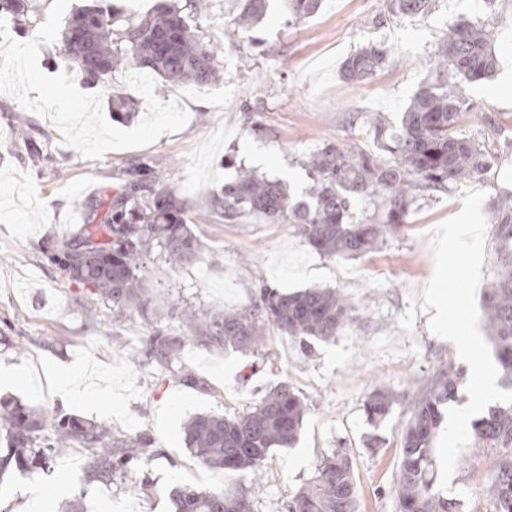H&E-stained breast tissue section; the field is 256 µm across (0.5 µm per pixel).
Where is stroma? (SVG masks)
I'll use <instances>...</instances> for the list:
<instances>
[{"label": "stroma", "mask_w": 512, "mask_h": 512, "mask_svg": "<svg viewBox=\"0 0 512 512\" xmlns=\"http://www.w3.org/2000/svg\"><path fill=\"white\" fill-rule=\"evenodd\" d=\"M203 35L220 44L219 87L234 86L226 107L158 91L178 99L189 121L143 148L111 150L96 160L63 145L46 117L24 110L0 92V399L40 408L48 422L70 416L109 426L113 433L151 440L160 451L147 469L148 494L123 485L88 492V512H169L176 487L234 490L250 486L247 474L228 475L199 463L183 443V427L199 414H242L260 394L285 381L308 405L298 442L275 450L257 504L258 512H284L291 492L311 478L326 455L349 454L359 512H396L393 487L410 407L432 376L458 360L447 340L431 334L420 311L421 292L434 272L426 231L462 208L464 189L487 198L512 193V0H439L428 18L373 25L383 0H324L320 11L293 24L285 0H269L264 21L249 38L228 41L231 0H198ZM463 18L491 24L497 71L473 83L468 95L477 115L464 117L461 134L507 146L485 174L465 188L427 196L411 207L398 234L363 257L329 258L310 248L286 224L248 213L227 224L210 213V200L239 166L285 181L303 199L311 179L307 156L321 143L374 151L366 118L382 115L400 124L427 75L442 32ZM384 42L392 59L363 82L340 76L359 46ZM40 148L34 157L32 148ZM166 177L154 183L152 172ZM174 192L185 203L184 220L204 246L195 263L171 269L159 250L143 258L158 315L114 318L51 262L47 246L80 233L96 203L130 191ZM290 294L306 288L340 291L353 304L351 320L336 336L313 343L311 354L276 330L257 352L210 350L184 342L173 368L139 357L141 340L158 328L178 332L167 315L180 299L196 312L242 311L259 283ZM77 367L90 390L74 399L51 387L57 368ZM379 387L398 396L379 430L377 449L364 404ZM492 453L471 439L461 453L452 487L471 495L462 512H494L487 492ZM83 451L70 449L47 469L13 474L0 486V512H57L83 487Z\"/></svg>", "instance_id": "stroma-1"}]
</instances>
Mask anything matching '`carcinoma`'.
<instances>
[{"instance_id": "obj_1", "label": "carcinoma", "mask_w": 512, "mask_h": 512, "mask_svg": "<svg viewBox=\"0 0 512 512\" xmlns=\"http://www.w3.org/2000/svg\"><path fill=\"white\" fill-rule=\"evenodd\" d=\"M33 0H0L16 24L26 28ZM439 0H384L373 19L378 26L397 18L433 13ZM237 12L224 38L237 41L265 16L268 0H234ZM292 18L315 15L323 0H287ZM181 0H159L156 9L136 20L108 0L87 6L65 21L58 63L76 68L92 86L109 87L112 73L148 69L165 85L198 88L220 78V47L205 40L188 22ZM391 48L369 43L352 53L342 78L362 82L381 71ZM496 55L492 30L484 24L457 20L448 24L435 51L432 67L392 126L379 115L370 119L383 158L359 149L327 143L307 162L311 185L307 200L295 201L279 179L245 167L212 199L214 213L233 223L244 213L264 216L272 224H290L308 246L326 257L354 258L371 252L379 241L399 232L417 198L451 188L486 172L493 155L485 146L458 132V121L475 111L470 84L492 76ZM377 204V212L357 215L354 204ZM184 205L170 192L150 197L126 193L116 202L98 203L81 233L56 245L50 260L69 278L108 304L112 314L129 313L149 322L155 316L144 288V255L158 248L176 269L201 256L202 244L183 222ZM500 272L483 296L485 329L500 368V384L512 389V195L491 204ZM352 306L344 295L323 288L282 294L259 288L252 307L200 314L177 300L170 315L179 318L181 336L154 330L143 343V355L172 368L183 340L216 350L228 347L259 350L268 328L306 349L311 341L329 339L344 326ZM462 371L442 369L413 402L402 434L399 474L394 485L398 512H459V503L435 491L433 444L443 422V408L456 398ZM398 397L375 389L365 405L368 422L378 426ZM307 407L286 382L269 389L251 410L234 416L202 414L184 427V444L207 466L229 474L248 471L251 488L244 493L183 488L172 495L171 512H257L259 493L273 451L292 447ZM475 436L492 451L488 493L495 512H512V404L496 406L472 424ZM0 482L34 462L44 463L70 448L86 450L84 485L124 481L133 466L145 468L157 450L142 439H119L101 423L66 416L54 428L35 407L0 401ZM354 471L341 450L325 456L311 479L292 492L286 512H357Z\"/></svg>"}]
</instances>
